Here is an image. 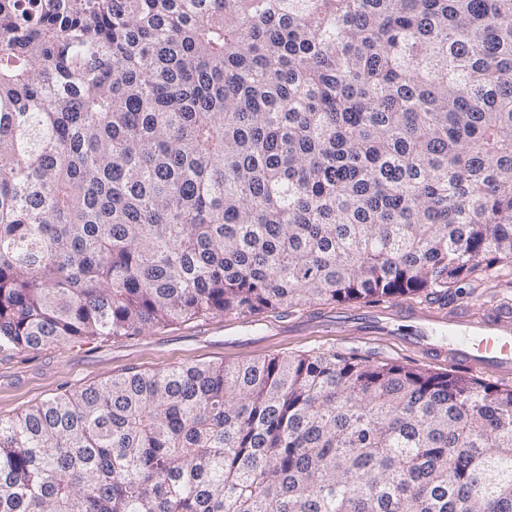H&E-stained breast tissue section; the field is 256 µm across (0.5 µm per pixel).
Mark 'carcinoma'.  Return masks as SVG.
<instances>
[{"label":"carcinoma","mask_w":512,"mask_h":512,"mask_svg":"<svg viewBox=\"0 0 512 512\" xmlns=\"http://www.w3.org/2000/svg\"><path fill=\"white\" fill-rule=\"evenodd\" d=\"M512 265V0H0V352ZM0 512H512V386L335 352L0 419Z\"/></svg>","instance_id":"cac0c4a2"}]
</instances>
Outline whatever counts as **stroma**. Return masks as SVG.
<instances>
[{
	"label": "stroma",
	"instance_id": "obj_1",
	"mask_svg": "<svg viewBox=\"0 0 512 512\" xmlns=\"http://www.w3.org/2000/svg\"><path fill=\"white\" fill-rule=\"evenodd\" d=\"M457 301L475 311L511 307L512 266L500 267L489 282L465 289ZM360 309V304L353 302L313 303L286 312L216 316L134 336L0 353V418L13 417L62 391L104 383L130 368L153 372L196 363L231 365L275 356L339 352L434 373L448 372V364L430 360L411 346L373 334L341 336L335 329L317 324L325 316Z\"/></svg>",
	"mask_w": 512,
	"mask_h": 512
}]
</instances>
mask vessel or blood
Listing matches in <instances>:
<instances>
[{
  "label": "vessel or blood",
  "instance_id": "b4317fda",
  "mask_svg": "<svg viewBox=\"0 0 512 512\" xmlns=\"http://www.w3.org/2000/svg\"><path fill=\"white\" fill-rule=\"evenodd\" d=\"M400 320L411 324L405 343L423 348L434 360L499 376L512 374V312L503 309L473 313L393 305L362 317L336 319L335 326L340 333L364 330L391 339L395 336L392 325Z\"/></svg>",
  "mask_w": 512,
  "mask_h": 512
}]
</instances>
